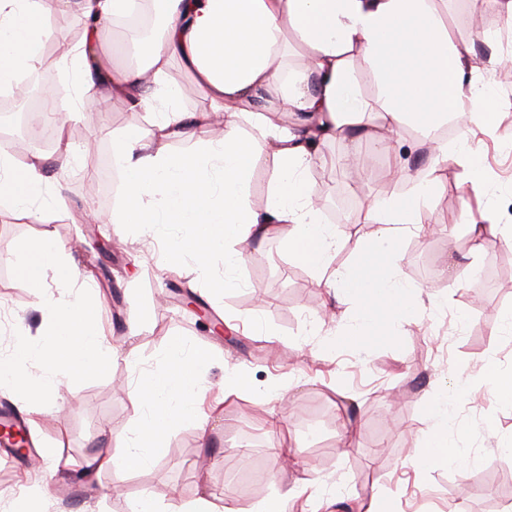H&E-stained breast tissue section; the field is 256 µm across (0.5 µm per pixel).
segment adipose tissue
<instances>
[{
  "label": "adipose tissue",
  "mask_w": 512,
  "mask_h": 512,
  "mask_svg": "<svg viewBox=\"0 0 512 512\" xmlns=\"http://www.w3.org/2000/svg\"><path fill=\"white\" fill-rule=\"evenodd\" d=\"M67 2L0 0L1 86L39 63L40 48L52 35L47 15ZM124 2L80 0L88 20L84 41L93 46L94 57L85 62L81 50L67 53L84 89L102 88L131 111L154 118L152 141L123 136L112 146L115 164L129 174L121 223L149 224L160 215L170 224L193 225L169 261L190 257L203 263L220 248L228 269L244 261L236 243L276 229L289 254L336 298L361 301V326L347 341L390 338L392 327L410 321L417 309L418 291L396 279L395 269L402 229L420 223L421 207L437 189L435 170L412 176L398 169L410 190L371 205L368 221L378 227L376 238L360 244L355 263L339 267L331 264L336 227L321 223L305 173L325 163L323 144L362 127L375 113L387 134L371 137L373 146L393 150L394 134L412 125L433 143L435 165L455 157L469 183H479L466 127L459 128L453 149L439 131L452 116L484 121L479 105L489 89L474 78L478 63L469 44L449 35L438 0H161L164 22L156 41L140 47L138 63L113 65L106 32ZM293 46L303 48L304 66L289 67ZM174 58L191 69L209 111L181 110L180 90L164 81ZM359 66L373 81L368 99L358 89ZM212 111L225 115L221 138L188 154L167 151L169 138L192 132ZM278 112L304 113L302 129L279 127ZM245 121L253 128L247 138L241 134ZM261 152L270 157L275 174L262 214L245 194L247 163ZM43 170L41 157L20 168L1 152L0 201L31 209L44 191ZM212 360L204 349L189 356L172 349L167 375L142 376L132 390L153 410L136 436L137 449L88 458L84 471L110 468L120 476L147 464L175 423L198 418L203 402L198 374ZM466 388V381L455 380L429 403L430 437L415 451V461L447 458L448 406Z\"/></svg>",
  "instance_id": "1"
}]
</instances>
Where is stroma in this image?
Listing matches in <instances>:
<instances>
[{
    "instance_id": "35a3bbf8",
    "label": "stroma",
    "mask_w": 512,
    "mask_h": 512,
    "mask_svg": "<svg viewBox=\"0 0 512 512\" xmlns=\"http://www.w3.org/2000/svg\"><path fill=\"white\" fill-rule=\"evenodd\" d=\"M448 16L481 60H498L478 75L491 90L485 107L495 120L472 129L477 192L464 191L463 168L448 160L420 224L402 239L396 273L419 289L420 303L386 340L325 347L329 337L357 328L360 305L333 300L278 235L246 246L229 278L219 253L206 265L189 259L169 266V251L191 225L113 223L120 196L102 185L100 154L89 151L95 142L100 153L111 152L121 134L149 138L151 116L104 96L98 111L76 116L70 98L59 97L65 148L47 169L42 197L28 213L0 206V308L8 314L0 356L10 354L15 334L39 339L48 322L34 289L11 271L25 237L72 247L76 267L92 278L98 322L116 356L103 379L59 377L50 415L0 387V405L18 407L30 440L12 463L0 462V512H11L33 483L48 486L33 512H139L147 495L158 512L215 495L226 496L233 512H256L289 489L288 512H358L375 498L390 512H504L512 458L499 447L512 442V401L496 395L491 376L512 375V332L503 323L512 312V242L489 236L474 246L460 216L480 223L489 213L512 225V59L501 53L512 48V29L489 0H448ZM359 158L363 186L328 177L321 166L306 173L318 211L335 216L337 266L355 259L358 242L374 238L376 225L360 221L372 202L389 189H409L383 178L387 155L364 150ZM470 266L489 270L490 280L467 287L457 274ZM177 343L216 354L199 373L209 423L176 424L163 453L123 478L106 468L85 479L84 458L122 454L119 438L132 436L148 415L126 387L128 356L161 378ZM228 377L243 380V388L225 394ZM457 378L468 389L448 407V436L464 456L413 465L427 437L429 399ZM279 414L301 448L294 466L284 463L270 432ZM313 481L324 494L310 489Z\"/></svg>"
}]
</instances>
